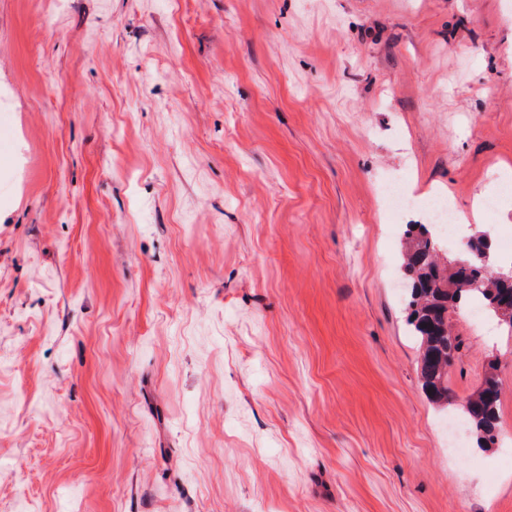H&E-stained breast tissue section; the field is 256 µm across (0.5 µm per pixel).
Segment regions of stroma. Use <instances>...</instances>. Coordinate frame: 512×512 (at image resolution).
<instances>
[{"instance_id":"1","label":"stroma","mask_w":512,"mask_h":512,"mask_svg":"<svg viewBox=\"0 0 512 512\" xmlns=\"http://www.w3.org/2000/svg\"><path fill=\"white\" fill-rule=\"evenodd\" d=\"M390 179L512 182V0H0V512H512V338L431 402ZM499 406L500 391L495 396H488L483 387L469 396L461 404V417L471 429L479 448H489L485 436L491 435L492 445L496 444L499 436Z\"/></svg>"}]
</instances>
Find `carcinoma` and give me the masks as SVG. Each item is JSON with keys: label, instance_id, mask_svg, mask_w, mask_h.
Wrapping results in <instances>:
<instances>
[{"label": "carcinoma", "instance_id": "cac0c4a2", "mask_svg": "<svg viewBox=\"0 0 512 512\" xmlns=\"http://www.w3.org/2000/svg\"><path fill=\"white\" fill-rule=\"evenodd\" d=\"M405 270L411 285L408 294V325L419 343L422 386L432 402L448 406V364L460 359L463 342L448 325V313L479 300L484 311L499 319L498 308L512 303V277L485 264L482 256L492 251L485 234L466 243V256L444 267L438 261V244L425 224L407 225ZM500 393L489 396L478 390L461 404V417L480 448L495 444L499 436Z\"/></svg>", "mask_w": 512, "mask_h": 512}]
</instances>
